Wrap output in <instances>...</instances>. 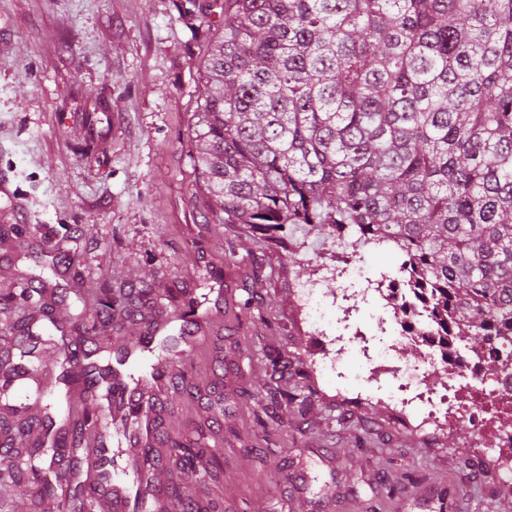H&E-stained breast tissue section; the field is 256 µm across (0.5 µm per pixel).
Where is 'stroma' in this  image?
<instances>
[{
  "mask_svg": "<svg viewBox=\"0 0 512 512\" xmlns=\"http://www.w3.org/2000/svg\"><path fill=\"white\" fill-rule=\"evenodd\" d=\"M223 26L224 0H0V175L11 180L0 193V343L19 313L9 298L34 271L12 249L30 235L73 256L87 308L105 283L145 282L186 289L215 313L222 330L186 354L192 383L166 416L222 464L188 484L193 498L219 493L224 512H512V485L487 476L469 424L441 436L406 427L387 401L365 400L356 351L346 385L321 369L295 291L329 260L325 234L290 255L248 225L219 223L190 136ZM274 348L302 375L271 371ZM297 382L315 402L276 425L273 393ZM219 393L223 427L203 430Z\"/></svg>",
  "mask_w": 512,
  "mask_h": 512,
  "instance_id": "35a3bbf8",
  "label": "stroma"
}]
</instances>
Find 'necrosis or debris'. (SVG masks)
<instances>
[{
  "instance_id": "1",
  "label": "necrosis or debris",
  "mask_w": 512,
  "mask_h": 512,
  "mask_svg": "<svg viewBox=\"0 0 512 512\" xmlns=\"http://www.w3.org/2000/svg\"><path fill=\"white\" fill-rule=\"evenodd\" d=\"M334 262L326 271L336 280V305L347 314L344 331L335 336L336 356L328 368L338 371L341 353L357 346L367 360L366 391L369 397L386 396L396 413L411 426L438 427L447 433L467 422L474 434L476 455L488 465L489 475L512 481V424H503V413L512 414V336L494 343L475 340L463 347L440 346L424 314L408 321L366 326L353 321V310L380 299L385 304L406 298L407 290L394 277H373L361 267L353 237L333 239ZM408 341L421 343L424 361H441L451 367L447 382L428 383L422 364L401 363L398 354Z\"/></svg>"
}]
</instances>
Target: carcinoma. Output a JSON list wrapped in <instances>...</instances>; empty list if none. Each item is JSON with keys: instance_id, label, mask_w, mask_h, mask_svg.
<instances>
[{"instance_id": "carcinoma-1", "label": "carcinoma", "mask_w": 512, "mask_h": 512, "mask_svg": "<svg viewBox=\"0 0 512 512\" xmlns=\"http://www.w3.org/2000/svg\"><path fill=\"white\" fill-rule=\"evenodd\" d=\"M196 112L198 175L223 224H250L289 243L304 224L394 253L397 270L447 343L512 336V0H224V28L204 60ZM150 292L107 288L76 315L84 366L59 361L54 385L98 386L115 312ZM21 297L13 325L19 360H0L8 382L36 358L47 315L33 330ZM93 316L85 324L86 312ZM294 386L280 407L302 413ZM55 416L0 420L9 446L0 492L27 484L29 512L89 507L83 429ZM180 512H224L222 500L181 498L182 484L215 465L197 438L168 449ZM127 488L149 508L144 482Z\"/></svg>"}]
</instances>
